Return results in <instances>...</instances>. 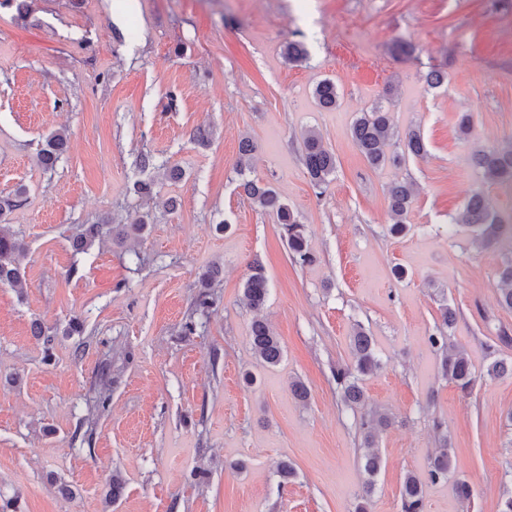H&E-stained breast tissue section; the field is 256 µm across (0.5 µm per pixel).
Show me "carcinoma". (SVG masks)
I'll return each mask as SVG.
<instances>
[{"instance_id":"carcinoma-1","label":"carcinoma","mask_w":512,"mask_h":512,"mask_svg":"<svg viewBox=\"0 0 512 512\" xmlns=\"http://www.w3.org/2000/svg\"><path fill=\"white\" fill-rule=\"evenodd\" d=\"M313 96L320 108L332 110L336 108L339 93L336 84L323 80L316 84ZM395 137L388 113L382 107H375L362 112L352 127L353 141L374 169L388 164L398 165L405 156H419L425 152V145L419 132L413 130L405 135L402 152H387ZM67 143V133L61 129L52 133L40 150V162L46 168H52L61 158ZM304 160L307 172L313 184L321 188L328 183V178L335 172V156L324 147L320 136L309 132L303 139ZM471 161L479 168L487 182L494 185L512 187V141L492 147L477 148L471 152ZM244 194L253 200L265 212L276 218L287 236L288 248L293 259L308 263L313 257L307 249L304 226L300 224L293 211L283 203L275 191L256 179H245L241 183ZM389 211L394 223L390 231L399 234L405 231V219L413 202L414 194L411 184L398 182L387 188ZM463 223L471 228L473 240L481 245L490 246L507 242L512 248V214L505 216L496 209L483 194L472 195L464 206ZM103 236V225L84 224L73 239V247L77 251L88 249L96 240ZM23 251V244L10 235L4 226H0V284L8 285L23 291L26 282L18 263V255ZM215 272L203 275L202 287L195 298L196 310L204 313L216 304L214 294L209 291L213 287ZM498 279L504 288L500 289L498 302L501 306L512 310V258L508 259L498 270ZM269 294L268 280L260 264L251 265V274L245 281L243 299L253 310L265 306ZM250 345L260 360L274 365L282 357V347L276 336L270 331L267 323L256 319L251 324ZM432 344L443 350L441 369L448 381L454 383L461 392L467 393L474 384L471 366L460 351L448 349V337L444 335L430 337ZM351 351L354 367L336 371V384L340 386L344 403L351 407H361L365 396L360 385L362 377L377 371L381 362L374 347L373 337L361 325H356L351 336ZM487 376L499 379L512 376V360L495 359L487 368ZM388 416L377 411H367L360 415L359 430L363 437L364 447L368 448L361 459L360 474L362 477V494L355 505V512H368V504L375 486V478L382 468V456L376 449L378 433L388 427ZM439 451L429 459L428 478L432 482L447 481L452 475V448L448 436L438 434ZM402 512H423V494L420 479L409 474L405 477L400 489Z\"/></svg>"}]
</instances>
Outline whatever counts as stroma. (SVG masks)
Here are the masks:
<instances>
[{
    "instance_id": "1",
    "label": "stroma",
    "mask_w": 512,
    "mask_h": 512,
    "mask_svg": "<svg viewBox=\"0 0 512 512\" xmlns=\"http://www.w3.org/2000/svg\"><path fill=\"white\" fill-rule=\"evenodd\" d=\"M400 39L413 56H397ZM291 40L306 60L288 61ZM433 68L448 81L430 89ZM326 78L340 94L332 111L312 97ZM378 105L398 135L420 132L426 155L367 164L351 127ZM202 124L210 136L200 144ZM62 128L67 150L43 170L38 152ZM311 129L336 157L321 191L304 164ZM245 138L252 177L304 224L313 262H295L275 217L244 194ZM511 139L512 0H0V197L26 190L6 220L25 245L27 283L21 293L0 285V503L353 512L360 414L343 403L335 372L353 367L359 324L381 360L361 382L366 404L392 418L370 512H401L409 473L424 481V512H498L512 493V378L486 368L512 359V310L498 302L496 276L512 254L476 247L460 216L477 192L512 210V193L469 160L472 147ZM173 166L181 180L167 178ZM403 179L415 197L396 236L386 191ZM139 180L152 182V198L134 193ZM141 218L139 239L72 246L80 225ZM255 262L270 288L258 314L242 301ZM213 267L217 306L183 335ZM446 302L457 319L445 331ZM257 317L282 345L276 365L251 348ZM74 319L83 327L71 335ZM442 331L466 352L469 394L442 375L430 342ZM297 379L307 401L291 391ZM105 393L109 405L97 409ZM438 423L471 500L452 481L426 479ZM284 461L295 471L286 481ZM116 474L123 488L111 504Z\"/></svg>"
}]
</instances>
